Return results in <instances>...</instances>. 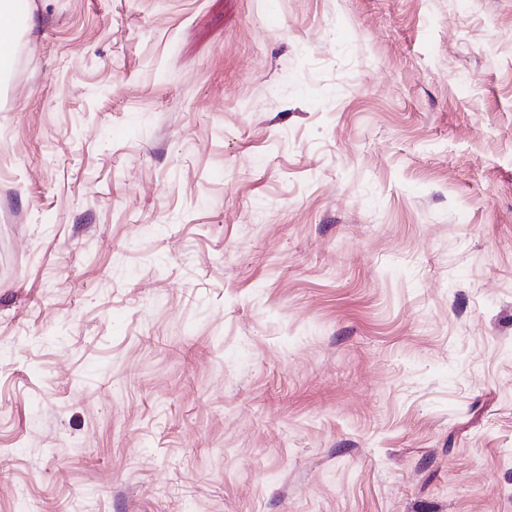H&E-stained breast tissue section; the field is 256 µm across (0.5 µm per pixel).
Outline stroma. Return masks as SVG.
I'll return each mask as SVG.
<instances>
[{
    "mask_svg": "<svg viewBox=\"0 0 512 512\" xmlns=\"http://www.w3.org/2000/svg\"><path fill=\"white\" fill-rule=\"evenodd\" d=\"M28 10L0 512H512V0Z\"/></svg>",
    "mask_w": 512,
    "mask_h": 512,
    "instance_id": "1",
    "label": "stroma"
}]
</instances>
